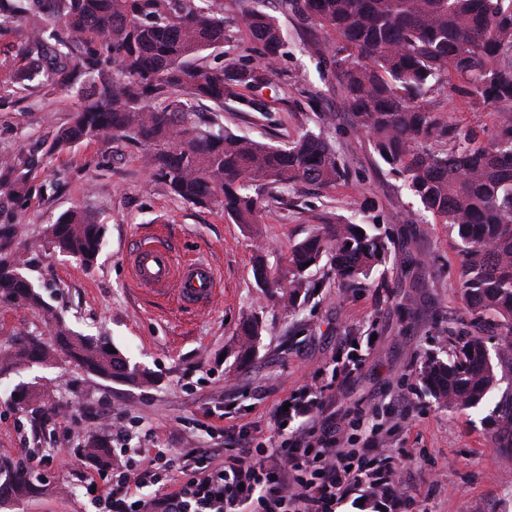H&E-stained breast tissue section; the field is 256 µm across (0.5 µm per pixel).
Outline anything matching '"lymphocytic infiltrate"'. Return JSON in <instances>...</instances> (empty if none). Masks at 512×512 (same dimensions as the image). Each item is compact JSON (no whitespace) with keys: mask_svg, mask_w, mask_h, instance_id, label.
I'll return each instance as SVG.
<instances>
[{"mask_svg":"<svg viewBox=\"0 0 512 512\" xmlns=\"http://www.w3.org/2000/svg\"><path fill=\"white\" fill-rule=\"evenodd\" d=\"M325 392L319 383L305 386L302 400L272 412L273 437L247 441L240 452L225 454L218 468L199 456L189 464L177 452L135 449L143 463L113 485L112 512H335L339 501L360 489L377 493L389 510L406 502L379 440L368 443L376 458L360 462L334 431L317 434L314 421ZM183 471L188 477L177 490L159 499L140 496L141 488Z\"/></svg>","mask_w":512,"mask_h":512,"instance_id":"obj_1","label":"lymphocytic infiltrate"}]
</instances>
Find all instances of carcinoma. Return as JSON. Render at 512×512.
I'll return each mask as SVG.
<instances>
[{"mask_svg": "<svg viewBox=\"0 0 512 512\" xmlns=\"http://www.w3.org/2000/svg\"><path fill=\"white\" fill-rule=\"evenodd\" d=\"M236 26L259 45L262 62L214 65L204 55L231 39L221 0H18L0 7V31L27 18L21 53L29 65L0 82V91L32 92L90 84L93 100L77 107L52 147L122 140L145 150L156 180L196 205L218 207L235 224L261 223L263 203L301 184L331 187L347 168L317 112L308 129L285 147L224 129V103L240 112L267 105L241 93L271 81L287 44L278 21L241 0ZM285 9L316 22L338 41L322 50L358 129L381 160L399 172L425 211L436 216L461 248L460 285L471 332L452 339L447 359L430 355L421 379L450 409L476 408L498 388L499 368L512 365V341L495 353L484 332L512 337V0H282ZM475 111L491 107L496 128L487 139L461 132L424 105L443 78ZM210 103L213 117L196 121ZM35 167L19 153L0 160V189L28 199ZM51 241L85 266L97 259L101 227L72 211L50 225ZM389 257L387 240L371 224L334 218L288 252L280 272L263 259L254 266L259 287L295 314L319 281L311 269L327 259L347 288L359 289ZM29 260L15 247L12 224H0V299L43 320L56 318L27 277ZM55 345L88 375L130 384L151 382L110 352L104 336L74 335L62 325ZM50 345L31 332L0 350L5 364H37ZM512 436V396L497 406ZM84 453L112 465L109 440L89 436ZM32 473L0 466V504L24 496Z\"/></svg>", "mask_w": 512, "mask_h": 512, "instance_id": "carcinoma-1", "label": "carcinoma"}]
</instances>
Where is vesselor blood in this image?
<instances>
[{"label": "vessel or blood", "mask_w": 512, "mask_h": 512, "mask_svg": "<svg viewBox=\"0 0 512 512\" xmlns=\"http://www.w3.org/2000/svg\"><path fill=\"white\" fill-rule=\"evenodd\" d=\"M129 274L141 291L172 300L185 310L205 309L219 292L213 266L178 255L163 228L140 236L130 256Z\"/></svg>", "instance_id": "1"}]
</instances>
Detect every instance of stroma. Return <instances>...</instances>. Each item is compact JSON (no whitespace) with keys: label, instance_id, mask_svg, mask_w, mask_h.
<instances>
[{"label":"stroma","instance_id":"35a3bbf8","mask_svg":"<svg viewBox=\"0 0 512 512\" xmlns=\"http://www.w3.org/2000/svg\"><path fill=\"white\" fill-rule=\"evenodd\" d=\"M264 9L288 35L276 76L256 92L267 109L240 112L226 103L225 128L283 145L311 127L314 110L322 109L349 176L329 188L288 190L252 229L218 208L171 194L154 180L141 148L82 143L50 151L80 103L70 90L0 95V154L34 157L39 180L56 184L5 206L32 262L29 279L72 330L108 337L154 376L145 385L105 381L59 351L44 364L0 367V463L27 465L35 477L31 494L0 512H107L113 476L139 463L121 456L104 469L85 458V439L104 427L127 431L141 448L182 454L209 448L213 464H221L215 445L236 450L243 433L271 436L274 407L314 376L332 386L322 418L335 425L345 447H365L374 433L390 448L395 481L411 498L403 512H512V456L493 437L496 405L502 392H512V375L462 412L438 403L419 375L427 356L445 355L449 330L468 323L455 238L353 125L337 79L307 44L312 22L282 13L277 0ZM425 104L481 136L495 128L493 112L471 110L447 83L433 87ZM76 208L104 232L89 268L47 239L49 225ZM354 214L389 240V260L373 285L350 291L318 270L319 292L295 315L257 286V258L277 271L315 225ZM160 224L180 250L213 264L223 293L208 310L170 313L164 299L129 280L136 237ZM249 319L259 322L261 334L245 357L237 333ZM35 330L52 334L32 310L0 301V340ZM20 385L31 399L46 401L47 412L17 403ZM218 410L221 431L207 436L208 415Z\"/></svg>","mask_w":512,"mask_h":512}]
</instances>
